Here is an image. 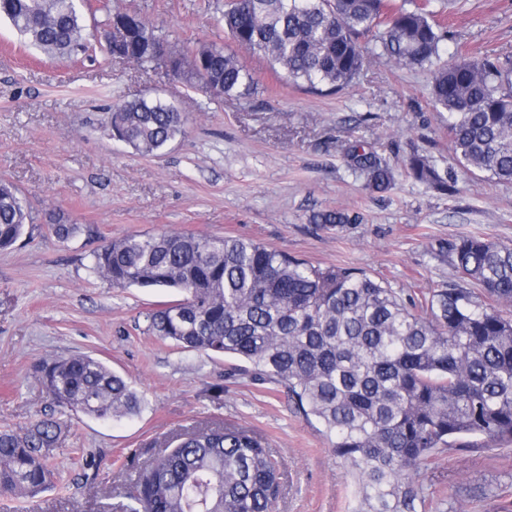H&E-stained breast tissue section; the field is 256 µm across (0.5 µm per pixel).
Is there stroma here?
<instances>
[{
    "label": "stroma",
    "mask_w": 512,
    "mask_h": 512,
    "mask_svg": "<svg viewBox=\"0 0 512 512\" xmlns=\"http://www.w3.org/2000/svg\"><path fill=\"white\" fill-rule=\"evenodd\" d=\"M87 27L106 11L135 9L170 42L203 40L238 53L250 95L210 99L158 66L143 71L101 50L49 59L0 21V179L24 194L34 229L0 250V430L48 413L36 365L88 354L142 397L137 414L84 416L57 445L53 486L35 499L0 496V512H116L136 470L193 426L234 424L265 439L282 463L277 512H351L354 491L315 419L285 387L242 375L230 356L177 349L146 331L160 299L94 274L90 255L134 233L250 239L313 266L355 268L402 298L466 288L439 244L480 235L512 245V184L458 172L460 194L442 195L405 174L413 150L453 168L445 115L429 98L431 74L367 62L352 85L316 95L287 84L261 55L224 31V0H90ZM442 58L512 52V0H457ZM142 95L174 101L187 133L162 154L141 156L112 139L108 109ZM386 160L395 184L368 188L352 169L353 143ZM342 210L360 223L326 227L313 213ZM84 225L66 241L50 223ZM434 500L456 492L462 512L512 500V448L456 450L428 472Z\"/></svg>",
    "instance_id": "obj_1"
}]
</instances>
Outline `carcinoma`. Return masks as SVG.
<instances>
[{"mask_svg":"<svg viewBox=\"0 0 512 512\" xmlns=\"http://www.w3.org/2000/svg\"><path fill=\"white\" fill-rule=\"evenodd\" d=\"M84 0H0V17L50 58L89 49ZM438 0H229L224 31L260 54L287 81L313 93H338L366 62L434 69L431 97L448 113L455 161L512 183V54L439 62L448 30ZM137 35L156 47H131L123 62L144 71L166 64L174 44L139 12ZM189 85L212 98L243 96L254 79L224 47L181 48ZM110 127L135 152L158 155L186 133L187 118L158 95L110 109ZM354 167L368 186L394 181L386 161L356 145ZM407 173L439 193H458L415 150ZM316 224H357L342 211ZM26 199L0 183V249L26 232ZM68 240L80 224H51ZM453 266L473 288H445L405 302L383 281L350 268H316L250 239L173 232L127 235L92 254V269L114 288H165L181 298L145 313L157 339L205 355H231L255 379L283 384L316 418L355 490L354 512H426V473L458 448L512 444V246L465 235L447 244ZM39 379L59 407L22 430L0 431V493L33 498L52 483L47 449L65 432L67 413L98 419L133 415L142 398L122 376L86 354L52 357ZM280 466L249 431L204 425L139 469L122 512H274Z\"/></svg>","mask_w":512,"mask_h":512,"instance_id":"cac0c4a2","label":"carcinoma"}]
</instances>
